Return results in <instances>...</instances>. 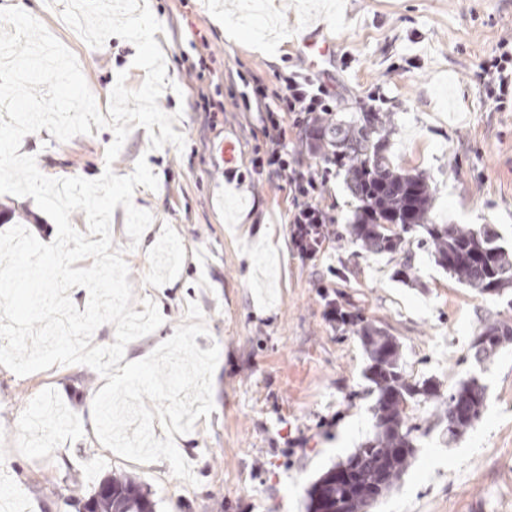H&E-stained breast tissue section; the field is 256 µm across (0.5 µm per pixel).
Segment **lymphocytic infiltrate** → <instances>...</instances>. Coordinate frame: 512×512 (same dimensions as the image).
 Segmentation results:
<instances>
[{
    "instance_id": "lymphocytic-infiltrate-1",
    "label": "lymphocytic infiltrate",
    "mask_w": 512,
    "mask_h": 512,
    "mask_svg": "<svg viewBox=\"0 0 512 512\" xmlns=\"http://www.w3.org/2000/svg\"><path fill=\"white\" fill-rule=\"evenodd\" d=\"M480 75L486 78V96L496 106H503L512 97V51L480 65ZM245 106L255 107L261 114L265 137L263 153L255 155L251 165L256 174L281 179L292 197L288 222L291 243L302 255L319 253L328 235L329 216L320 208L318 198L326 186L336 163L335 157H325L323 165L296 168L288 160L282 123L291 116L292 125L306 137L315 136L322 116L336 108V90L325 81L299 72L289 73L280 91L272 93L261 82H253L244 95Z\"/></svg>"
}]
</instances>
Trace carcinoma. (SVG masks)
I'll return each mask as SVG.
<instances>
[{"label": "carcinoma", "mask_w": 512, "mask_h": 512, "mask_svg": "<svg viewBox=\"0 0 512 512\" xmlns=\"http://www.w3.org/2000/svg\"><path fill=\"white\" fill-rule=\"evenodd\" d=\"M379 118L372 115L357 125L338 119L324 125L325 140L338 148L336 160L347 166V189L360 202L349 225L352 241L374 253L405 251V234L424 227L435 262L458 282L484 294L503 295L512 288V250L499 243L496 231L467 224H431L432 197L422 174L395 166L386 154V141L374 137ZM360 340L368 354L366 377L376 394L375 431L346 460L336 464L307 490V512H323V497L340 499L346 512H363L388 493L401 479L415 454L414 432L407 408L418 398L436 396L428 382L410 381L400 364V345L371 326L361 329ZM512 343V324L492 323L471 344L474 359L482 363L503 343ZM486 387L470 376L448 394L444 430L448 438L463 434L477 421L485 404ZM354 467L358 490L347 496V486L336 482V471ZM87 502L92 512H153L149 493L130 477L101 481Z\"/></svg>", "instance_id": "cac0c4a2"}]
</instances>
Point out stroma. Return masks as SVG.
Returning a JSON list of instances; mask_svg holds the SVG:
<instances>
[{"mask_svg": "<svg viewBox=\"0 0 512 512\" xmlns=\"http://www.w3.org/2000/svg\"><path fill=\"white\" fill-rule=\"evenodd\" d=\"M147 2L163 27L167 87L158 104L179 113L173 129L184 148L150 149L137 126L109 164L114 132L105 126L65 142L43 129L24 136L20 151L51 178L95 179L108 166L125 176L146 160L158 188L136 186L132 202L153 220L132 245L126 212L116 207L111 235L124 252L134 309L152 300L164 322L128 343L124 359L147 357L198 304L208 333L195 342L219 349L214 409L175 438L190 484L168 461L140 464L102 445L91 415L106 381L94 369L55 365L19 376L0 366V482L21 512H78L75 500L112 475L140 482L155 512H305L307 487L374 432L365 324L395 336L405 374L433 379L439 394L410 408L419 427L412 464L371 512H512V346L481 364L470 352L484 325L512 321V306L438 266L420 244L424 229L409 234L405 255L354 244L348 225L357 202L343 166L320 197L334 219L323 249L300 256L287 186L251 171L264 137L259 114L241 100L242 78L274 92L289 73L305 71L301 42L322 31L338 46L336 115L380 114L394 163L429 182L432 223L488 224L512 246V100L497 109L479 77L480 64L512 38V0H271L258 13L271 52L225 37L235 0ZM7 6L35 17L74 54L100 111L117 73L129 89L142 85L134 45L112 36L89 46L62 19L63 0H0ZM204 97L223 111L200 109ZM226 141L237 151L232 175L218 153ZM16 225L44 243L57 234L33 198L0 194V232ZM405 261L412 274L402 279ZM333 306L346 320L330 318ZM470 375L486 386L484 409L450 440L435 419L438 400Z\"/></svg>", "mask_w": 512, "mask_h": 512, "instance_id": "1", "label": "stroma"}]
</instances>
